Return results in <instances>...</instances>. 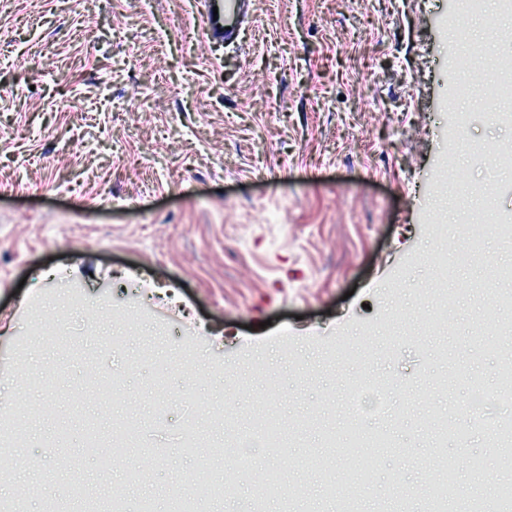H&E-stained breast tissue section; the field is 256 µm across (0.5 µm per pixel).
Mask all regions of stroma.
<instances>
[{
	"instance_id": "35a3bbf8",
	"label": "stroma",
	"mask_w": 512,
	"mask_h": 512,
	"mask_svg": "<svg viewBox=\"0 0 512 512\" xmlns=\"http://www.w3.org/2000/svg\"><path fill=\"white\" fill-rule=\"evenodd\" d=\"M454 24L482 50L480 100L501 105L512 11L254 0L227 44L201 0H0V400L17 431L0 503L110 512L119 488L124 512H176L172 485L208 468L233 492L202 512H343L363 468L358 512L398 491L428 512L415 491L444 462L461 488L512 479L489 445L512 424L503 356L483 347L502 336L512 279L487 273L512 269V230L461 191L512 217V119L468 106ZM457 209L479 250L439 276L437 253L463 247ZM475 394L484 428L434 432ZM356 431L391 445L345 454ZM274 471L282 494L256 497ZM76 476L81 496L61 495Z\"/></svg>"
}]
</instances>
